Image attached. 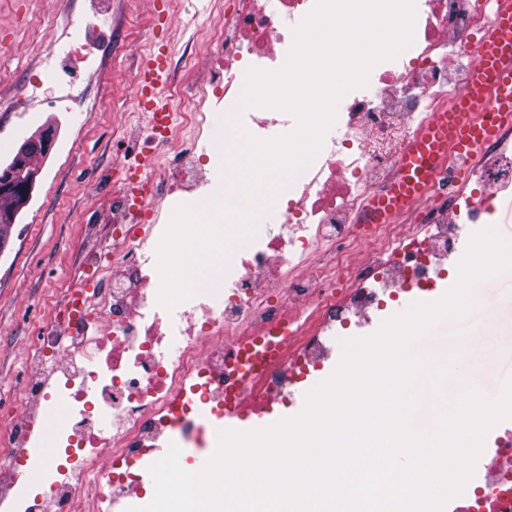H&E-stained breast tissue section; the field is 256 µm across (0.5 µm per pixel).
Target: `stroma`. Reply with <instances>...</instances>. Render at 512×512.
<instances>
[{
	"label": "stroma",
	"instance_id": "1",
	"mask_svg": "<svg viewBox=\"0 0 512 512\" xmlns=\"http://www.w3.org/2000/svg\"><path fill=\"white\" fill-rule=\"evenodd\" d=\"M163 0H108L97 20L100 58L80 65L75 93L60 89L42 67L59 43L83 41L95 0H0V168L20 145L51 131L53 143L32 193L14 216L0 249V454L10 418L32 382L25 361L38 330L54 325L91 249L111 250L108 222L114 187L108 173L126 156L129 122L140 113L131 78L148 52L168 54L176 79L196 60L210 29L214 0H192L195 22L162 24ZM41 84V97L32 87ZM478 337L467 348L469 337ZM430 341L464 346L462 369L482 368L481 390L499 395L512 377V273L483 281L472 310L439 322Z\"/></svg>",
	"mask_w": 512,
	"mask_h": 512
}]
</instances>
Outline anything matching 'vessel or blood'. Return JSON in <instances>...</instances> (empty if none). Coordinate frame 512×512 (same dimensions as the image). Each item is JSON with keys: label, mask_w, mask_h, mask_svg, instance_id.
<instances>
[{"label": "vessel or blood", "mask_w": 512, "mask_h": 512, "mask_svg": "<svg viewBox=\"0 0 512 512\" xmlns=\"http://www.w3.org/2000/svg\"><path fill=\"white\" fill-rule=\"evenodd\" d=\"M173 74L167 57H141L135 93L150 131L160 132L173 114L164 91ZM468 110L456 118L436 113L419 139L403 152L395 175L361 214L363 224H392L428 193L449 159H473L487 143L512 130V0L499 8L477 47V64L466 96Z\"/></svg>", "instance_id": "vessel-or-blood-1"}]
</instances>
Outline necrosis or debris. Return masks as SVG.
<instances>
[{"mask_svg":"<svg viewBox=\"0 0 512 512\" xmlns=\"http://www.w3.org/2000/svg\"><path fill=\"white\" fill-rule=\"evenodd\" d=\"M314 4L233 0L222 10L204 47L212 67L186 70L193 92L182 97L184 124L201 129L220 110L225 126L241 122L258 138L275 125L293 130L290 113L240 100L249 69L284 64L292 29ZM415 7L411 45L342 97L319 153L289 176L275 203L278 233L237 236L209 285L174 310L158 303L157 217L128 187L142 154L113 166L112 254H85L100 286L92 305L69 316L70 336L39 331L28 353L33 379L10 424L13 450L0 456V512H112L141 497L156 449L205 447L225 414L266 413L290 396L322 367L328 327L349 329L385 300L434 290L456 231L482 223L488 200L512 191V155L495 150L483 160L474 198L460 194V166L449 162L415 209L419 233L401 223L357 229L378 174L396 170L433 113L466 97L498 0ZM151 145L165 150L167 168L149 182L154 197L171 210L192 196L209 213L226 187L228 152L198 151L175 126ZM234 346L238 355L227 356ZM490 456L478 493L462 495L454 512H512V437L497 436ZM32 470L41 474L35 490L23 482Z\"/></svg>","mask_w":512,"mask_h":512,"instance_id":"4bbe7bcc","label":"necrosis or debris"}]
</instances>
